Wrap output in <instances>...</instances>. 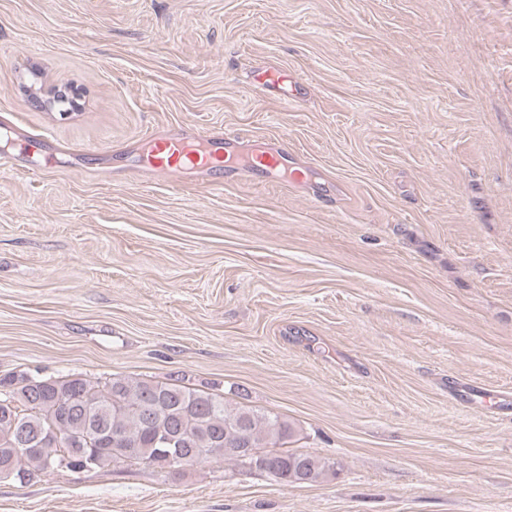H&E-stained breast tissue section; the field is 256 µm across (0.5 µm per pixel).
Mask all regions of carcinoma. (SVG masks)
<instances>
[{"instance_id":"cac0c4a2","label":"carcinoma","mask_w":512,"mask_h":512,"mask_svg":"<svg viewBox=\"0 0 512 512\" xmlns=\"http://www.w3.org/2000/svg\"><path fill=\"white\" fill-rule=\"evenodd\" d=\"M118 433L129 455L111 443ZM295 425L274 412L230 408L224 394L125 375L103 380L81 374L38 377L25 372L0 377V478L32 480L58 470H101L117 462L172 467L161 440L175 439L181 454L196 465L209 449L247 447L259 451L290 442ZM27 448L12 459L18 442ZM284 484H313L332 469L311 453L284 450L270 454Z\"/></svg>"}]
</instances>
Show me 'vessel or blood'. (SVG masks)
Returning <instances> with one entry per match:
<instances>
[{"label":"vessel or blood","instance_id":"1","mask_svg":"<svg viewBox=\"0 0 512 512\" xmlns=\"http://www.w3.org/2000/svg\"><path fill=\"white\" fill-rule=\"evenodd\" d=\"M257 81L262 87L279 92L285 103L296 100L293 80L287 71L271 66L262 70ZM237 137L190 128L179 137L164 141L149 171L189 167L199 171L210 188L220 189L229 172L239 167L251 168L271 177H284L289 172L288 158L278 147L271 146L248 156L240 155Z\"/></svg>","mask_w":512,"mask_h":512}]
</instances>
